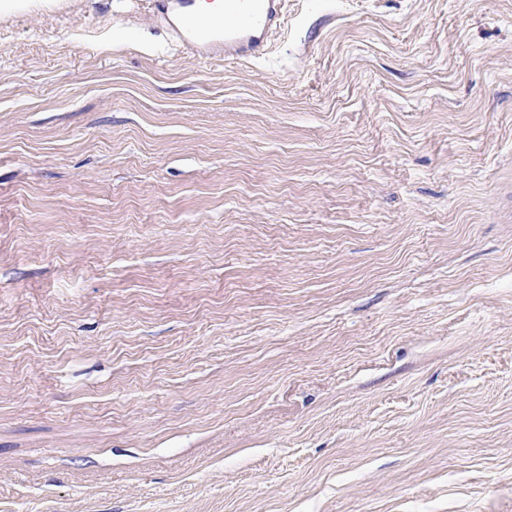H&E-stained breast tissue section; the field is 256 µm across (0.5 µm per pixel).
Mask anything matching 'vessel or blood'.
I'll return each mask as SVG.
<instances>
[{
    "label": "vessel or blood",
    "mask_w": 512,
    "mask_h": 512,
    "mask_svg": "<svg viewBox=\"0 0 512 512\" xmlns=\"http://www.w3.org/2000/svg\"><path fill=\"white\" fill-rule=\"evenodd\" d=\"M286 0H149L171 40L200 59L263 55L285 21Z\"/></svg>",
    "instance_id": "b4317fda"
}]
</instances>
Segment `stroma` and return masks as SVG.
Listing matches in <instances>:
<instances>
[{"label": "stroma", "mask_w": 512, "mask_h": 512, "mask_svg": "<svg viewBox=\"0 0 512 512\" xmlns=\"http://www.w3.org/2000/svg\"><path fill=\"white\" fill-rule=\"evenodd\" d=\"M0 512H512V0L0 9ZM286 0H149L170 39L202 60L263 55L284 24Z\"/></svg>", "instance_id": "1"}]
</instances>
